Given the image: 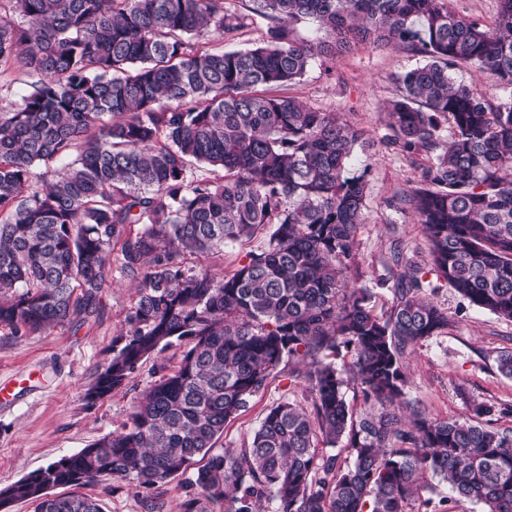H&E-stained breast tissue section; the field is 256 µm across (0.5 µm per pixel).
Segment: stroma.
Returning a JSON list of instances; mask_svg holds the SVG:
<instances>
[{
	"mask_svg": "<svg viewBox=\"0 0 512 512\" xmlns=\"http://www.w3.org/2000/svg\"><path fill=\"white\" fill-rule=\"evenodd\" d=\"M421 61L400 47H361L326 64L312 63L286 90L303 102L340 112L375 142L373 149L357 151L352 165L354 171L367 173V197L355 250L357 268L348 283L369 288L380 316L393 305V249L421 266L430 264L421 226L400 201L419 180L422 162L387 144L384 111L399 93L394 74ZM136 284L115 255L96 313L62 328L21 336L0 326V489L121 431L156 380L158 368L171 372L178 367L189 347L184 340L151 356L123 389L95 402L86 400V391L128 328ZM435 299L448 314V330L408 352L410 397L434 419L469 415L476 403L512 405V379L501 375L495 362L498 352L512 348V321L471 306L449 287L440 288ZM307 396L305 386L291 384L287 372L278 373L247 411L229 423L217 448L241 447L268 408L284 399L304 406ZM82 492L101 501L106 512H145V490L126 482L101 481Z\"/></svg>",
	"mask_w": 512,
	"mask_h": 512,
	"instance_id": "stroma-1",
	"label": "stroma"
}]
</instances>
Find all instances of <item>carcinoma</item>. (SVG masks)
Returning a JSON list of instances; mask_svg holds the SVG:
<instances>
[{
	"mask_svg": "<svg viewBox=\"0 0 512 512\" xmlns=\"http://www.w3.org/2000/svg\"><path fill=\"white\" fill-rule=\"evenodd\" d=\"M0 66L38 80L0 112V326L22 335L94 313L112 243L142 276L122 346L85 394L126 386L155 352L190 343L180 365L140 398L131 423L0 489V510L103 512L56 495L106 478L152 490L192 470L179 512H406L428 474L452 499L512 512V408L426 416L407 397L404 358L448 329L432 295L445 284L512 320V94L462 83L472 67L512 90V0L492 21L462 18L449 0H8ZM313 21L324 36L303 39ZM257 22L250 49L202 51L192 35L226 42ZM358 45L403 47L423 63L402 71L386 105L391 141L425 156L404 196L426 235L424 270L394 249V305L379 317L369 289H348L366 205L355 174L364 132L340 113L273 93L317 59ZM451 134L442 143L443 125ZM218 168L220 180L196 173ZM131 224L143 230L126 233ZM232 272L184 265L186 254L251 240ZM435 276L427 286L424 276ZM351 355L346 377L331 357ZM308 385L311 408L284 399L250 441L216 449L282 364ZM360 386L354 411L344 388ZM350 462L337 466L326 448Z\"/></svg>",
	"mask_w": 512,
	"mask_h": 512,
	"instance_id": "carcinoma-1",
	"label": "carcinoma"
}]
</instances>
